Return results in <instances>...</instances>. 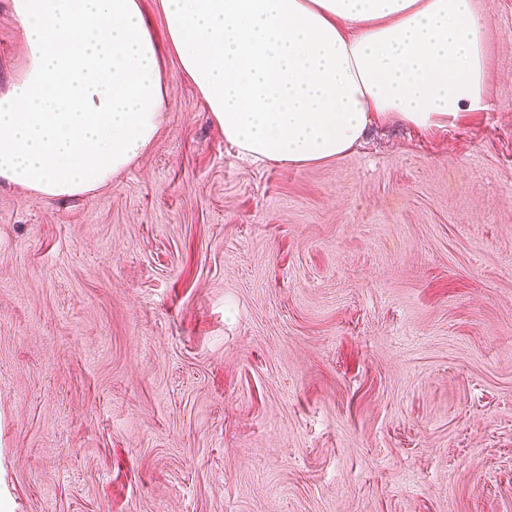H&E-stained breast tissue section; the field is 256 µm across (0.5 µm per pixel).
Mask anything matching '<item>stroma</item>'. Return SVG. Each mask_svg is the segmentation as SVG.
Segmentation results:
<instances>
[{
  "mask_svg": "<svg viewBox=\"0 0 512 512\" xmlns=\"http://www.w3.org/2000/svg\"><path fill=\"white\" fill-rule=\"evenodd\" d=\"M478 3L448 129L251 162L170 55L108 186H0V512H512V0Z\"/></svg>",
  "mask_w": 512,
  "mask_h": 512,
  "instance_id": "35a3bbf8",
  "label": "stroma"
}]
</instances>
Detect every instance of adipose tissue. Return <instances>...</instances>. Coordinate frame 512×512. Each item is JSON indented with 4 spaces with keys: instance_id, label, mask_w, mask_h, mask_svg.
Returning a JSON list of instances; mask_svg holds the SVG:
<instances>
[{
    "instance_id": "obj_1",
    "label": "adipose tissue",
    "mask_w": 512,
    "mask_h": 512,
    "mask_svg": "<svg viewBox=\"0 0 512 512\" xmlns=\"http://www.w3.org/2000/svg\"><path fill=\"white\" fill-rule=\"evenodd\" d=\"M10 0L24 63L0 91V185L106 186L154 141L177 56L224 141L290 166L350 153L371 123L447 128L486 107L475 0Z\"/></svg>"
}]
</instances>
